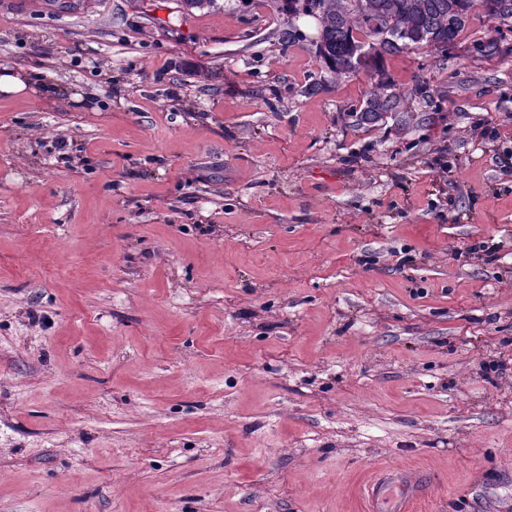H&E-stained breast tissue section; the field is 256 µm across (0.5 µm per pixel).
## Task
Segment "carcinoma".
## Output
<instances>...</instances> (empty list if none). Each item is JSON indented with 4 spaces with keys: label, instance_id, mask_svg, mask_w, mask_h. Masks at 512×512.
I'll return each instance as SVG.
<instances>
[{
    "label": "carcinoma",
    "instance_id": "carcinoma-1",
    "mask_svg": "<svg viewBox=\"0 0 512 512\" xmlns=\"http://www.w3.org/2000/svg\"><path fill=\"white\" fill-rule=\"evenodd\" d=\"M282 10L318 21L316 54L327 72L338 77L365 73L374 79L362 103L347 113L351 124L366 130L395 119L405 128L413 113L403 111L405 96L434 102L435 91L415 82L406 94L394 88L381 68L386 54L408 48L435 52L460 43L471 17L481 13L499 25L505 16L489 0H288ZM480 57L506 51L489 37L474 45Z\"/></svg>",
    "mask_w": 512,
    "mask_h": 512
}]
</instances>
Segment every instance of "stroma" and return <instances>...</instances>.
<instances>
[{
  "instance_id": "stroma-1",
  "label": "stroma",
  "mask_w": 512,
  "mask_h": 512,
  "mask_svg": "<svg viewBox=\"0 0 512 512\" xmlns=\"http://www.w3.org/2000/svg\"><path fill=\"white\" fill-rule=\"evenodd\" d=\"M280 3L0 0V512H512V33L355 129ZM36 93L37 90L29 86L26 76L21 72L5 70L0 74V93L4 95H16L24 92ZM395 487L401 491L398 501L403 505L400 509L394 510L396 512L409 511L407 504L425 498L429 493L428 484L421 480L416 472L403 469L388 471L366 487L365 497L370 504L369 511H384L380 505L388 500L389 492Z\"/></svg>"
}]
</instances>
